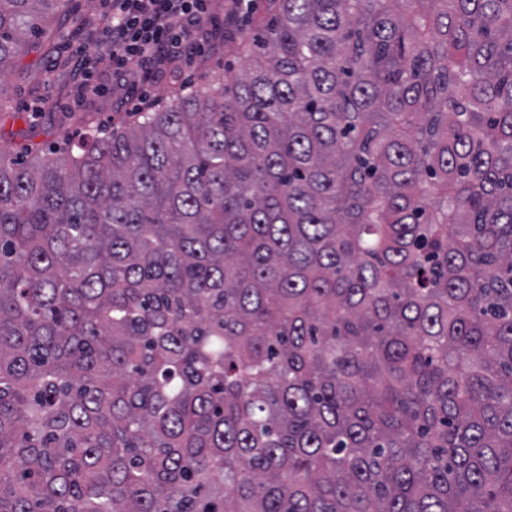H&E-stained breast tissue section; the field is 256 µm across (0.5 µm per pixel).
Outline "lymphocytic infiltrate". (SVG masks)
Segmentation results:
<instances>
[{"instance_id":"1","label":"lymphocytic infiltrate","mask_w":512,"mask_h":512,"mask_svg":"<svg viewBox=\"0 0 512 512\" xmlns=\"http://www.w3.org/2000/svg\"><path fill=\"white\" fill-rule=\"evenodd\" d=\"M209 0H109L104 28L108 64L118 87L142 90L156 83L170 63H192L212 32Z\"/></svg>"}]
</instances>
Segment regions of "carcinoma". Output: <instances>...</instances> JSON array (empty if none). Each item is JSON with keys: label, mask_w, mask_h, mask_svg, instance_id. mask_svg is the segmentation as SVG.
<instances>
[{"label": "carcinoma", "mask_w": 512, "mask_h": 512, "mask_svg": "<svg viewBox=\"0 0 512 512\" xmlns=\"http://www.w3.org/2000/svg\"><path fill=\"white\" fill-rule=\"evenodd\" d=\"M59 2L0 0L1 72ZM266 13L0 149V512H512V0Z\"/></svg>", "instance_id": "cac0c4a2"}]
</instances>
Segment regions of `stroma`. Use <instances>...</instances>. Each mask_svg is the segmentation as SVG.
Returning <instances> with one entry per match:
<instances>
[{
  "label": "stroma",
  "mask_w": 512,
  "mask_h": 512,
  "mask_svg": "<svg viewBox=\"0 0 512 512\" xmlns=\"http://www.w3.org/2000/svg\"><path fill=\"white\" fill-rule=\"evenodd\" d=\"M77 13L93 24L92 34H72L59 41L55 56H45L43 51L26 48L15 58L4 77L0 78V96L10 99L14 109L0 112V146L8 147L15 154H34L42 150L76 142L82 133L77 122L63 124L64 116H85L95 124L110 126L123 118H130L129 107L120 105L121 89L111 88L108 73H101L99 81L105 85L103 95L81 97L72 82L71 74L57 65L58 56L75 58L77 43H85L88 50H96L103 38L97 26L101 12L100 0H73ZM245 55L238 44L228 43L219 47H206L191 67L179 68L168 74L150 90L151 100L165 95L172 83H198L211 72L223 71L224 67L242 68ZM40 107L39 115H32V107Z\"/></svg>",
  "instance_id": "stroma-1"
}]
</instances>
